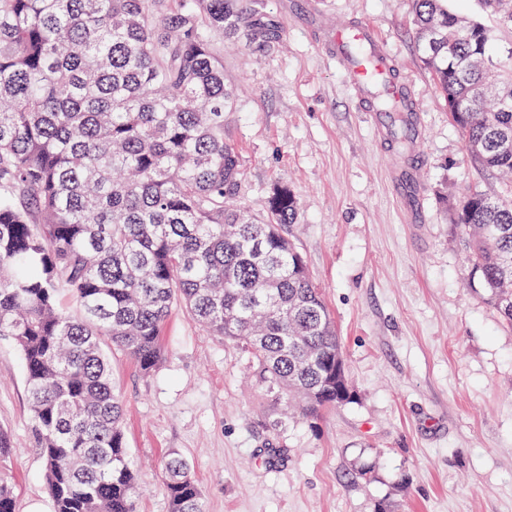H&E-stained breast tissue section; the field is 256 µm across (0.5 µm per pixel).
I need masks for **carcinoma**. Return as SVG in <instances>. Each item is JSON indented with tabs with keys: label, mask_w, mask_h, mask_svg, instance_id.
I'll use <instances>...</instances> for the list:
<instances>
[{
	"label": "carcinoma",
	"mask_w": 512,
	"mask_h": 512,
	"mask_svg": "<svg viewBox=\"0 0 512 512\" xmlns=\"http://www.w3.org/2000/svg\"><path fill=\"white\" fill-rule=\"evenodd\" d=\"M512 27V0H483ZM416 43L467 157L512 173V48L448 0H414ZM263 0H0V336L20 350L52 512H135L139 468L102 339L140 370L184 306L248 356L277 397L314 419L341 395L334 321L281 227L231 204L241 156L214 44L269 47ZM392 137L405 148L404 113ZM470 272L512 329V201L449 204ZM169 512H206L189 462L163 461ZM0 512H16L0 479Z\"/></svg>",
	"instance_id": "obj_1"
}]
</instances>
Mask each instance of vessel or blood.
Listing matches in <instances>:
<instances>
[{"label": "vessel or blood", "instance_id": "1", "mask_svg": "<svg viewBox=\"0 0 512 512\" xmlns=\"http://www.w3.org/2000/svg\"><path fill=\"white\" fill-rule=\"evenodd\" d=\"M325 43L331 56L347 73L349 86L366 112H376L375 98L388 69L394 68L392 54L376 28L368 23L337 27L328 31ZM362 45L367 50V62L353 61L350 49Z\"/></svg>", "mask_w": 512, "mask_h": 512}]
</instances>
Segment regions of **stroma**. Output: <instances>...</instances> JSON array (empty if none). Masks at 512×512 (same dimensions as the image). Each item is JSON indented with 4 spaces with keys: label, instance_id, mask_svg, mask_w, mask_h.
I'll return each instance as SVG.
<instances>
[{
    "label": "stroma",
    "instance_id": "obj_1",
    "mask_svg": "<svg viewBox=\"0 0 512 512\" xmlns=\"http://www.w3.org/2000/svg\"><path fill=\"white\" fill-rule=\"evenodd\" d=\"M265 8L284 28L279 45L224 48L236 98L224 137L242 158V206L265 215L283 187L296 199L287 233L335 321L355 400L313 422L287 412L238 350L174 306L154 372L107 351L141 467L136 512H168L162 463L173 450L207 512H512V329L470 282L446 210L467 191L506 198L512 187L466 156L414 47L413 0ZM364 22L415 94L418 153L379 136L325 50L328 27ZM408 163L417 189L405 203L393 175ZM0 428L12 441L0 477L18 512H50L22 356L5 339Z\"/></svg>",
    "mask_w": 512,
    "mask_h": 512
}]
</instances>
